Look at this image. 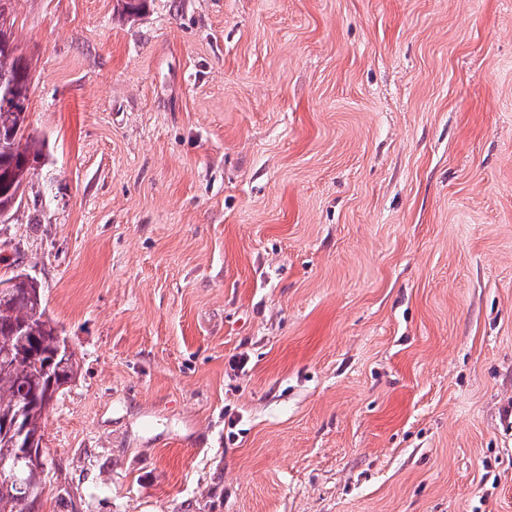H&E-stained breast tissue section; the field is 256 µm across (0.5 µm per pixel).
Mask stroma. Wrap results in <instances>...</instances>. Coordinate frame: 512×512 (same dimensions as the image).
Instances as JSON below:
<instances>
[{"mask_svg": "<svg viewBox=\"0 0 512 512\" xmlns=\"http://www.w3.org/2000/svg\"><path fill=\"white\" fill-rule=\"evenodd\" d=\"M11 13L39 512H512V0Z\"/></svg>", "mask_w": 512, "mask_h": 512, "instance_id": "1", "label": "stroma"}]
</instances>
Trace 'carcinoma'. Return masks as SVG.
<instances>
[{"label":"carcinoma","mask_w":512,"mask_h":512,"mask_svg":"<svg viewBox=\"0 0 512 512\" xmlns=\"http://www.w3.org/2000/svg\"><path fill=\"white\" fill-rule=\"evenodd\" d=\"M13 25L0 13V212L21 205L44 146L28 131V115L5 103L4 93L26 98L30 85L29 63L11 54L17 50ZM14 278L17 287L0 297V461L9 462L25 452L9 426L20 425L27 438H43L48 404L80 368L76 354L61 344L38 281L21 272ZM39 501L40 492L27 483H0V512H37Z\"/></svg>","instance_id":"carcinoma-1"}]
</instances>
